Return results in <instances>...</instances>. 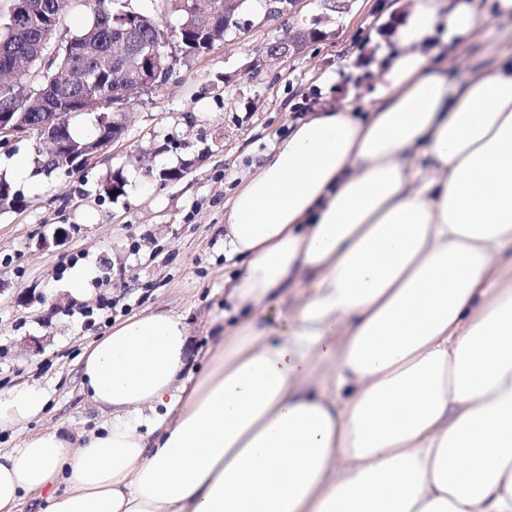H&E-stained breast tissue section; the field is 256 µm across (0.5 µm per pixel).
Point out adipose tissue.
Returning a JSON list of instances; mask_svg holds the SVG:
<instances>
[{"mask_svg": "<svg viewBox=\"0 0 512 512\" xmlns=\"http://www.w3.org/2000/svg\"><path fill=\"white\" fill-rule=\"evenodd\" d=\"M365 111L292 126L224 206V336L194 385L183 316L87 346L104 415L0 448V512H512V56L439 54L512 0H407ZM310 283L294 331L259 314ZM48 392L0 390V432Z\"/></svg>", "mask_w": 512, "mask_h": 512, "instance_id": "adipose-tissue-1", "label": "adipose tissue"}]
</instances>
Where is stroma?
<instances>
[{"instance_id": "1", "label": "stroma", "mask_w": 512, "mask_h": 512, "mask_svg": "<svg viewBox=\"0 0 512 512\" xmlns=\"http://www.w3.org/2000/svg\"><path fill=\"white\" fill-rule=\"evenodd\" d=\"M396 0H299L279 21L255 16L238 39L190 62H174L165 85L124 106L122 137L107 153L60 181L17 173L0 153V176L24 208L0 213V389L23 383L47 389L49 403L27 430L61 428L72 439L94 430L101 413L80 392V358L112 323L140 314L186 317L188 364L201 371L218 341L212 322L224 311V205L264 156L306 116V101L365 106L380 73L358 63L382 44L380 27ZM316 36L278 63L260 51L284 29ZM512 51L495 19L477 40L448 54L452 78L492 67ZM177 180H167L170 171ZM120 180L116 195L106 184ZM89 271L85 305L112 300L85 328L65 282Z\"/></svg>"}]
</instances>
